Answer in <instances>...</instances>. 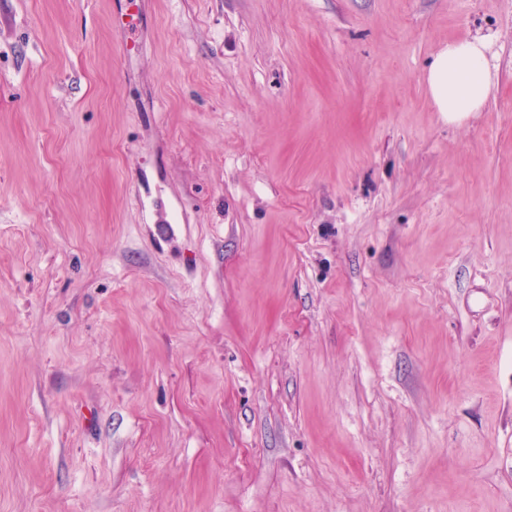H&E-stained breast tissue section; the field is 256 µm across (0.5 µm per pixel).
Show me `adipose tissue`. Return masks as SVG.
Listing matches in <instances>:
<instances>
[{
    "mask_svg": "<svg viewBox=\"0 0 512 512\" xmlns=\"http://www.w3.org/2000/svg\"><path fill=\"white\" fill-rule=\"evenodd\" d=\"M488 40L471 37L443 45L427 74V85L436 111L457 122L480 111L493 82L489 69Z\"/></svg>",
    "mask_w": 512,
    "mask_h": 512,
    "instance_id": "adipose-tissue-1",
    "label": "adipose tissue"
}]
</instances>
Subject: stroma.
Listing matches in <instances>:
<instances>
[{
  "label": "stroma",
  "mask_w": 512,
  "mask_h": 512,
  "mask_svg": "<svg viewBox=\"0 0 512 512\" xmlns=\"http://www.w3.org/2000/svg\"><path fill=\"white\" fill-rule=\"evenodd\" d=\"M0 512H512V0H0ZM487 51V38L475 36L448 41L435 54L427 85L436 112L448 122L480 111L487 102L493 89Z\"/></svg>",
  "instance_id": "1"
}]
</instances>
